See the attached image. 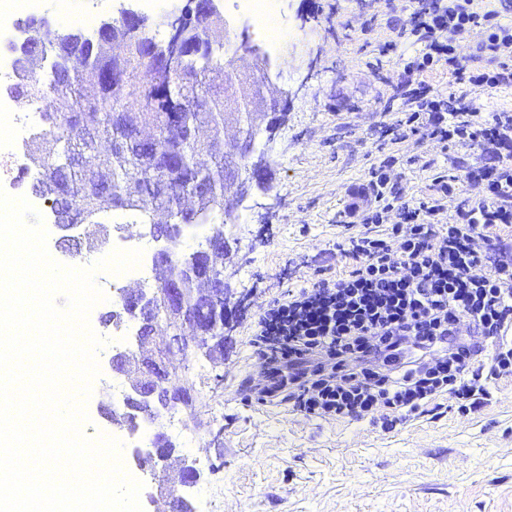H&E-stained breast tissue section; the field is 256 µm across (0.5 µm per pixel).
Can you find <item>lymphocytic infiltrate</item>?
Masks as SVG:
<instances>
[{"mask_svg":"<svg viewBox=\"0 0 512 512\" xmlns=\"http://www.w3.org/2000/svg\"><path fill=\"white\" fill-rule=\"evenodd\" d=\"M499 0H402L404 24L378 43L417 50L396 75L404 91L399 141L451 140L490 150L493 165L472 168L478 190L449 207L447 177L436 195L410 202L386 166L370 172L362 233L329 243L347 264L314 270L304 287L269 300L248 341L263 378L245 381L244 405L283 406L310 418L366 420L389 431L439 409L490 400L491 386L512 376V114L454 121L448 97L427 83L445 70L456 83L490 91L512 87V24ZM479 29L476 48L460 37ZM451 213L452 221L437 217ZM472 331L461 336L460 320Z\"/></svg>","mask_w":512,"mask_h":512,"instance_id":"obj_1","label":"lymphocytic infiltrate"}]
</instances>
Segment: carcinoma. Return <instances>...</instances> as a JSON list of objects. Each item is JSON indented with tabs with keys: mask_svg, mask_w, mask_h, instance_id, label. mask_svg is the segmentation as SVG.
I'll return each instance as SVG.
<instances>
[{
	"mask_svg": "<svg viewBox=\"0 0 512 512\" xmlns=\"http://www.w3.org/2000/svg\"><path fill=\"white\" fill-rule=\"evenodd\" d=\"M223 24L219 16L202 21L195 10L186 11L182 42L203 49V59H186L193 86L205 90L198 110L181 108L183 71L153 75L145 61L148 47L137 43L126 46V69L132 81L121 91L113 89L112 54L105 47L126 36L118 24L102 23L94 37L59 31L49 45L29 41L20 47L21 57L14 62L16 73L24 71V61L35 54L51 52L55 56L44 76L17 79L6 91L44 103L41 121L45 132L34 137L26 156L36 170L32 192L48 204L60 230L67 231L73 224H97L102 239L109 238L122 225L109 223L107 202L132 213L135 223L144 225L151 235L161 228L155 221L159 211L182 230L207 225L213 233H224V166L244 161L234 143L225 151L218 149L219 135L234 124L251 134L257 109L242 111L254 103L256 92L251 87L232 88L229 101L224 90L209 86L210 72L234 65V61L224 60L223 44L212 39L213 29ZM86 108L101 115L91 129L81 127ZM204 125L214 131L211 142L198 137ZM143 126L153 128L152 137H141ZM101 138L110 142L111 154L106 157L95 151L94 144ZM163 177L177 183L180 192H160L158 184ZM209 246L206 237L195 252L173 250L164 266L163 281L153 285L162 293L169 283L179 284L184 289L186 312L204 319L211 310L212 297L220 291L224 270L217 263L224 253L211 252ZM139 311L142 335H152L159 321L166 322L169 335H184L177 314L166 313L159 305ZM130 312L131 301L122 288L116 309L108 313L105 323H121Z\"/></svg>",
	"mask_w": 512,
	"mask_h": 512,
	"instance_id": "cac0c4a2",
	"label": "carcinoma"
}]
</instances>
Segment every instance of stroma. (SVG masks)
<instances>
[{"label":"stroma","instance_id":"1","mask_svg":"<svg viewBox=\"0 0 512 512\" xmlns=\"http://www.w3.org/2000/svg\"><path fill=\"white\" fill-rule=\"evenodd\" d=\"M356 10L354 0H275L274 12L294 40L267 55L274 86L291 95L281 111L266 116L273 132L255 141L269 162L264 189L254 190L238 208L237 223L224 228L232 307L224 354L213 363L173 359L187 364L200 394L195 412L140 422L133 435L110 419V411L123 409L127 379L112 373L108 358L130 338L124 327L102 322L113 301L97 304L88 317L108 344L97 353L100 373L86 401L85 434L118 439L138 479L134 450L147 448L164 430L177 445L166 482H173L185 457L201 472L194 512H512L510 379L478 411L416 417L389 432L365 420L310 419L276 406L256 411L240 401L242 381L261 377L248 345L259 308L282 288L305 286L306 260L341 267V260L318 255L319 244L362 232L361 224L341 221L348 186L368 182L371 168L391 158L407 197L430 194L434 179L445 174L458 202L476 192L466 172L494 162L476 147L396 143L404 114L382 79L396 75L415 48L401 43L374 64L361 49ZM340 14L349 17L350 29L337 25ZM428 82L447 93L451 108L467 99L485 116L512 113V88L467 93L443 71ZM413 155L432 160V168L409 164ZM94 231V225H78L66 246L58 232H49L47 250L61 264L92 265L112 251L108 243L93 245Z\"/></svg>","mask_w":512,"mask_h":512}]
</instances>
